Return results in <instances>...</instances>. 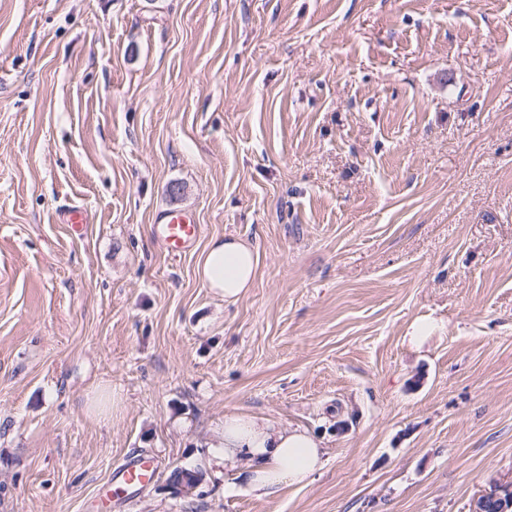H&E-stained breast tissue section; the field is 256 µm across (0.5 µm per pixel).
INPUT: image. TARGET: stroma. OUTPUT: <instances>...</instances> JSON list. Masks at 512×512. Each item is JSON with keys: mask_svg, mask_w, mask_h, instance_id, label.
<instances>
[{"mask_svg": "<svg viewBox=\"0 0 512 512\" xmlns=\"http://www.w3.org/2000/svg\"><path fill=\"white\" fill-rule=\"evenodd\" d=\"M164 208L202 227L178 259ZM230 234L233 302L197 271ZM228 413L324 467L254 497L206 446ZM138 454L112 512H469L512 480V0H0V512H92ZM257 266L251 246L233 236L215 237L201 258L199 274L208 288L230 301L252 287ZM441 328L442 324L435 319L416 318L410 324L404 338L412 347L419 349L427 344ZM155 473L154 461L143 457L135 461H127L110 476L111 490L106 497H101L96 503L97 511L111 512L112 499L119 498L122 494L132 493L150 482Z\"/></svg>", "mask_w": 512, "mask_h": 512, "instance_id": "1", "label": "stroma"}]
</instances>
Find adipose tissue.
Returning <instances> with one entry per match:
<instances>
[{"mask_svg": "<svg viewBox=\"0 0 512 512\" xmlns=\"http://www.w3.org/2000/svg\"><path fill=\"white\" fill-rule=\"evenodd\" d=\"M257 266L258 256L251 246L233 236L216 237L201 258L199 274L208 288L230 301L252 287ZM216 459L226 469L239 472L254 495L264 498L282 487L308 482L324 465V449L305 430L229 413L218 438Z\"/></svg>", "mask_w": 512, "mask_h": 512, "instance_id": "1", "label": "adipose tissue"}]
</instances>
